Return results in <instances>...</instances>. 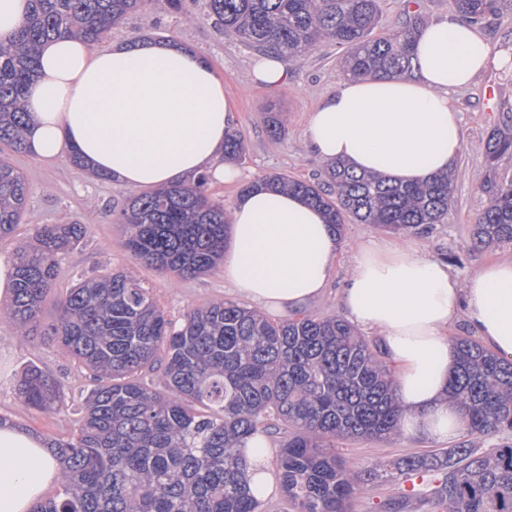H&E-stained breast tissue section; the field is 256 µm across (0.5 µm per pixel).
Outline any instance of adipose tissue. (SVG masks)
Wrapping results in <instances>:
<instances>
[{
    "instance_id": "adipose-tissue-1",
    "label": "adipose tissue",
    "mask_w": 512,
    "mask_h": 512,
    "mask_svg": "<svg viewBox=\"0 0 512 512\" xmlns=\"http://www.w3.org/2000/svg\"><path fill=\"white\" fill-rule=\"evenodd\" d=\"M512 62L478 27L454 18L421 25L411 74L346 79L310 112L305 147L392 182L447 173L463 145L452 94L488 68ZM25 104L27 153L56 165L79 154L89 171L127 189L171 187L199 175L230 183L224 138L238 126L235 105L213 67L178 42L44 43ZM341 251L323 212L292 192L258 186L231 208L224 277L257 308L304 312L328 288ZM346 320L378 338L394 365L410 438L445 442L464 420L447 394L458 320L494 353L512 358V259L480 266L457 281L443 261L414 246H361L341 296ZM267 438L248 440L251 486L275 490ZM59 466L35 434L0 426V512H31L58 479Z\"/></svg>"
}]
</instances>
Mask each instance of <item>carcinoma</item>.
I'll list each match as a JSON object with an SVG mask.
<instances>
[{"label":"carcinoma","mask_w":512,"mask_h":512,"mask_svg":"<svg viewBox=\"0 0 512 512\" xmlns=\"http://www.w3.org/2000/svg\"><path fill=\"white\" fill-rule=\"evenodd\" d=\"M26 23L0 45V144L26 151L24 97L35 57L49 39L95 44L146 0H29ZM224 34L290 59L323 42L345 49L352 78L412 71V38L422 24L405 19L373 35L380 0H206ZM460 19L479 25L512 10V0H454ZM241 134L229 133L224 157L241 159ZM512 156V131L486 143L495 168ZM323 187L276 173L263 181L323 210L336 231L356 221L394 231H425L448 214L452 183L435 175L392 183L344 165ZM192 186L131 194L119 211L124 247L143 265L177 278L213 271L229 233L224 207ZM489 203L473 232L477 246L512 244V180H488ZM29 194L21 172L0 158V240H17ZM87 234L84 224H41L18 240L10 302L0 322L20 337L37 330L55 290L57 258ZM49 335L91 371L77 428L46 440L61 472L55 495L31 512H261L250 492L240 449L255 435L282 434L276 465L297 512H350V502L377 468L355 470L336 442L399 433L402 410L378 345L336 316L272 321L226 301L189 308L174 324L153 296L122 270L81 281L62 295ZM459 365L448 397L463 411L465 440L453 448L397 459L384 472L436 477L431 512H512V359L469 336L456 340ZM155 374L148 383L145 376ZM17 396L44 414L62 409L58 382L37 366L22 374ZM499 437L484 450L473 440Z\"/></svg>","instance_id":"carcinoma-1"}]
</instances>
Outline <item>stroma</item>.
I'll return each instance as SVG.
<instances>
[{"instance_id": "35a3bbf8", "label": "stroma", "mask_w": 512, "mask_h": 512, "mask_svg": "<svg viewBox=\"0 0 512 512\" xmlns=\"http://www.w3.org/2000/svg\"><path fill=\"white\" fill-rule=\"evenodd\" d=\"M147 37L177 40L210 62L224 81L239 113L238 129L245 138V154L237 163L238 183H209L212 202L231 208L245 184L272 173L308 180H325V168L310 155L303 140L308 112L343 79V51L331 42L307 56L286 61L289 84L269 90L252 83L250 71L257 51L227 37L223 27L210 17L198 0L188 4L186 13L168 10L165 0H147L141 10L113 28L109 41ZM462 119L464 147L453 173V191L444 223L425 233L392 231L373 224L344 225L342 250L335 276L325 294L309 310L312 316H337L340 299L350 276L353 256L359 244L369 239L408 242L445 261L450 272L465 280L480 264L512 257V245L482 248L472 243L477 217L489 197L482 188L486 179L512 178V158H503L497 169L485 160V143L490 131L512 116V69L492 67L467 89L454 95ZM281 114L280 136H272L264 123L268 108ZM13 163L24 174L29 195L18 233L29 236L38 224H83L86 237L61 255L55 294L49 295L41 313L42 326L53 323L59 293L79 280L106 269L125 270L141 281L158 305L172 319H180L188 308L212 301L243 303L244 298L224 278L223 268L189 279L162 276L137 263L123 247L116 212L129 194L128 189L109 180L87 175L81 168L64 162L48 167L28 154H16ZM50 373L64 391L60 413L47 415L24 407L16 398V385L28 365ZM93 385L89 371L65 356L50 336L29 340L13 338L9 324L0 323V415L20 428L44 438L64 436L76 426L83 398ZM435 442L399 435L386 440H359L337 445L341 457L353 467L385 465L389 460L437 450ZM424 487L413 486L411 478L385 475L363 485L351 503V512H387L391 500L404 502L403 512H426Z\"/></svg>"}]
</instances>
